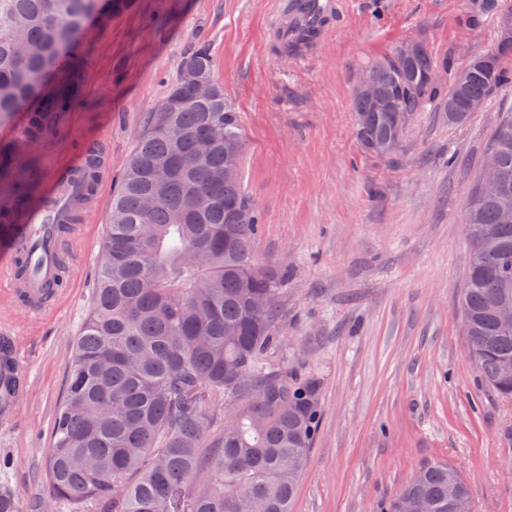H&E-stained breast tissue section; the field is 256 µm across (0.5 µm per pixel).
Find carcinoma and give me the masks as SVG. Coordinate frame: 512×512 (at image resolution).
I'll return each instance as SVG.
<instances>
[{"label":"carcinoma","mask_w":512,"mask_h":512,"mask_svg":"<svg viewBox=\"0 0 512 512\" xmlns=\"http://www.w3.org/2000/svg\"><path fill=\"white\" fill-rule=\"evenodd\" d=\"M131 0H0V118L19 111L64 57L76 36L106 8ZM493 0H471L466 23L478 28ZM213 76L207 45L180 64L167 97L112 198L91 309L74 343L67 393L57 408L46 459L49 502L69 512H291L321 415L320 383L268 363L280 349L278 301L283 264H258L253 244L261 214L241 174L240 115L214 83L195 97L186 70ZM393 118L369 111L354 91V112L368 113L366 140L388 157L417 112L435 105L450 124L470 117L473 99L512 89V50L470 57L463 86L441 83L448 58L425 50L402 62L369 65ZM67 86L34 114L38 137L49 112L78 100ZM488 151L512 176V118ZM38 166L14 182V207L0 229L23 216ZM252 207L248 224L231 219ZM473 228L461 302L468 351L482 381L512 399V326L496 307L512 303V215L502 197L476 190L466 212ZM233 404L210 441L216 403ZM376 512H473L466 478L430 461Z\"/></svg>","instance_id":"1"}]
</instances>
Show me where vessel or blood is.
Listing matches in <instances>:
<instances>
[{
    "mask_svg": "<svg viewBox=\"0 0 512 512\" xmlns=\"http://www.w3.org/2000/svg\"><path fill=\"white\" fill-rule=\"evenodd\" d=\"M90 159L85 153L57 169L41 204L4 236L7 257L0 260V292L29 313L58 308L62 301L63 291L54 285L55 235L59 225L71 223L74 214L87 211L93 201L82 180ZM0 378L11 385L0 393V420L7 422L24 394L27 377L18 359V339L5 329L0 331Z\"/></svg>",
    "mask_w": 512,
    "mask_h": 512,
    "instance_id": "obj_1",
    "label": "vessel or blood"
}]
</instances>
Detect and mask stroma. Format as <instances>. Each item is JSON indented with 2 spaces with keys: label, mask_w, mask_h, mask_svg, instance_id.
<instances>
[{
  "label": "stroma",
  "mask_w": 512,
  "mask_h": 512,
  "mask_svg": "<svg viewBox=\"0 0 512 512\" xmlns=\"http://www.w3.org/2000/svg\"><path fill=\"white\" fill-rule=\"evenodd\" d=\"M284 3L136 0L91 21L79 64L47 78L42 96L73 79L79 103L36 138L29 108L0 119V152H15L16 177L29 161L40 167L33 205L56 165L102 149L103 179L69 250L61 307L34 318L0 294V327L19 333L30 385L13 421L0 423V488L22 512H39L47 491L54 415L91 306L112 196L180 61L202 44L242 120L243 186L263 218L255 259L289 269L278 363L321 385L292 512H374L433 460L469 481L473 512H512V400L481 382L460 312L467 202L512 113V90L459 125L431 108L416 113L385 159L361 151L352 108L355 73L403 41L421 40L457 69L493 50L512 0H494L474 30L461 23L470 0H340L324 37L289 53L276 42Z\"/></svg>",
  "instance_id": "35a3bbf8"
}]
</instances>
